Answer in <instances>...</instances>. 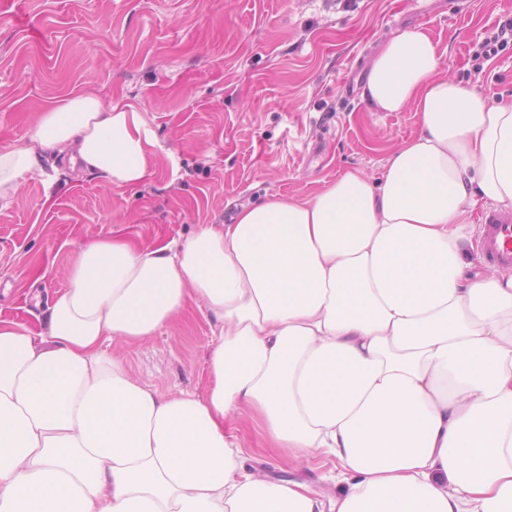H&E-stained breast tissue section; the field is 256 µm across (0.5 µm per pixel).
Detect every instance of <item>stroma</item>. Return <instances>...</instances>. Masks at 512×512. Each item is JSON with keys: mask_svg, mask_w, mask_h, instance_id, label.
I'll list each match as a JSON object with an SVG mask.
<instances>
[{"mask_svg": "<svg viewBox=\"0 0 512 512\" xmlns=\"http://www.w3.org/2000/svg\"><path fill=\"white\" fill-rule=\"evenodd\" d=\"M510 19L512 0H0V149L76 87L133 105L155 142L128 187L51 161L24 179L0 207V316L40 329L83 240H180L351 169L378 175L419 131L413 109L375 112L363 97L373 57L405 30L429 32L450 77L512 99V43L483 65L473 57ZM32 291L39 303H23ZM214 331L191 298L153 336L106 349L160 393L203 397ZM239 427L248 467L334 493L332 460L275 454L258 422Z\"/></svg>", "mask_w": 512, "mask_h": 512, "instance_id": "35a3bbf8", "label": "stroma"}]
</instances>
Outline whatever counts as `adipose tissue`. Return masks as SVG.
Wrapping results in <instances>:
<instances>
[{"instance_id": "obj_1", "label": "adipose tissue", "mask_w": 512, "mask_h": 512, "mask_svg": "<svg viewBox=\"0 0 512 512\" xmlns=\"http://www.w3.org/2000/svg\"><path fill=\"white\" fill-rule=\"evenodd\" d=\"M363 97L420 117L378 177L177 241L85 240L40 330L0 319V512H512V266L470 257L477 206L512 209V101L446 75L421 27L383 46ZM152 145L137 109L72 91L0 150V206L46 155L120 187ZM191 295L216 323L203 398L105 349ZM245 413L296 459H335V495L249 470Z\"/></svg>"}]
</instances>
